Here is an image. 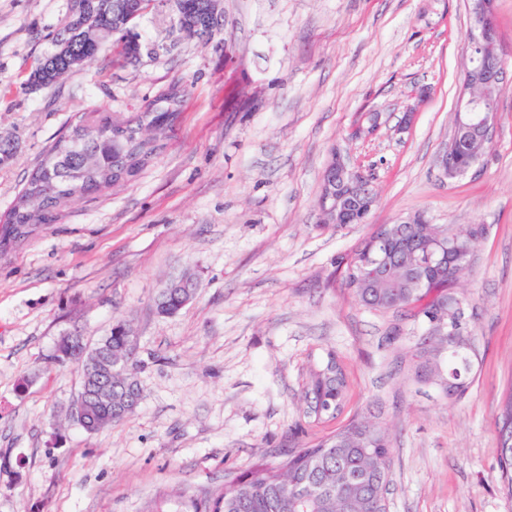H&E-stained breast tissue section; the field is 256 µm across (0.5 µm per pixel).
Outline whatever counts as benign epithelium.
I'll return each mask as SVG.
<instances>
[{"label": "benign epithelium", "mask_w": 512, "mask_h": 512, "mask_svg": "<svg viewBox=\"0 0 512 512\" xmlns=\"http://www.w3.org/2000/svg\"><path fill=\"white\" fill-rule=\"evenodd\" d=\"M158 7L172 9L170 0H151L149 6L128 17V35H133L143 16ZM473 29L468 34L469 52L463 64L455 130L468 135L472 161L482 160L491 150L496 126L498 103L507 87L506 77L512 62L502 53L496 31L494 0H472ZM377 197L363 170L346 162L333 152L322 181L319 207L326 224L367 223L376 206ZM432 249L427 251L424 266L434 279L448 271V243L440 235L431 236ZM365 283L389 280L390 252L386 239L375 238L371 243L370 262L365 264ZM90 394L82 390L71 409V415L85 427H96L87 417Z\"/></svg>", "instance_id": "1"}]
</instances>
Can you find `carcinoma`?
<instances>
[{"mask_svg": "<svg viewBox=\"0 0 512 512\" xmlns=\"http://www.w3.org/2000/svg\"><path fill=\"white\" fill-rule=\"evenodd\" d=\"M141 0H70L67 21L53 37L55 49L41 59L30 76L35 88L58 82L107 48L124 60L142 54L140 41L124 36L127 17L139 9ZM209 0H176V10L194 21L185 36L208 43L222 30L212 18ZM93 25L105 32L98 41L83 37L81 25ZM183 91L173 88L162 95L166 109H149L137 121H116L109 114L80 120L69 135L55 141L44 159L29 176L14 206L0 226V239L19 240L40 224H52L63 208L89 199L117 183L136 175L154 152V140L142 130L158 133L171 120ZM389 246L395 262L392 274L405 279L412 253L430 233L426 224H392ZM447 234L448 241H464L471 248L485 234L482 224H465ZM345 285L363 307L390 313L422 328L412 353L414 377L430 373L434 381L451 380L460 385L458 397L468 389L470 354L450 345L448 335L437 332L426 322L428 316L448 300V289L392 288L389 284L365 288L345 275ZM188 294L180 288H163L155 299L156 311L164 316L179 313ZM124 322L112 326L94 351L112 362V387L97 390L94 404L97 418L111 427L123 422L131 412L116 410L126 401L123 386L140 388L133 372L132 336ZM347 377L343 364L334 356L310 373L304 392L314 418H335L342 413ZM499 468L501 489L512 501V394L503 403ZM393 461L389 428L372 413L355 415L336 432L315 443L290 448L276 463L256 462L241 471L224 476V489L204 497L189 498L185 512H384L391 482Z\"/></svg>", "mask_w": 512, "mask_h": 512, "instance_id": "1", "label": "carcinoma"}]
</instances>
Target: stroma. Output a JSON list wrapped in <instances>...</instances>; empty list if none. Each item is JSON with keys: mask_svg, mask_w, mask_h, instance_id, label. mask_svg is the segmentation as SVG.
<instances>
[{"mask_svg": "<svg viewBox=\"0 0 512 512\" xmlns=\"http://www.w3.org/2000/svg\"><path fill=\"white\" fill-rule=\"evenodd\" d=\"M69 0H0V217L48 147L85 116L128 121L172 85L186 94L130 180L0 243V512H182L183 494L312 444L338 421L305 414L309 373L339 357L343 418L374 412L393 438L389 512H512L500 490L503 402L512 391V84L491 151L455 179L436 158L454 129L472 25L468 0H224L210 44L167 12L138 32L156 55L103 53L32 89ZM415 120L396 127L406 110ZM381 125L359 137L363 114ZM378 197L367 223L333 229L319 196L332 151ZM418 212L483 224L454 288L475 350L465 397L399 374L416 337L362 307L346 264L378 225ZM198 278L178 314L154 299ZM135 336L142 390L122 424L89 433L69 409L82 384L54 360L116 321Z\"/></svg>", "mask_w": 512, "mask_h": 512, "instance_id": "1", "label": "stroma"}]
</instances>
